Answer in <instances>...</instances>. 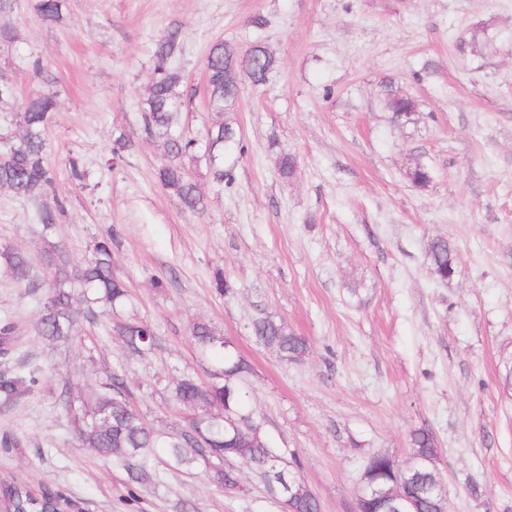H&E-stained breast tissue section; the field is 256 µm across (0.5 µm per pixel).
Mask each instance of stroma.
I'll return each instance as SVG.
<instances>
[{
    "label": "stroma",
    "mask_w": 512,
    "mask_h": 512,
    "mask_svg": "<svg viewBox=\"0 0 512 512\" xmlns=\"http://www.w3.org/2000/svg\"><path fill=\"white\" fill-rule=\"evenodd\" d=\"M35 3L0 13L15 34L0 46V77L16 88L0 104V137L14 133L41 60L57 78L48 160L67 199L54 236L81 263L112 234L122 315L150 322L159 345L129 353L78 310L77 336L48 347L33 331L34 298L0 273V319L17 327L0 374L39 379L0 405V474L23 473L86 512H283L241 461V487L227 491L160 448L157 484H132L120 462L78 447L57 406L61 380L81 391L116 372L146 422L176 433L187 419L174 383L209 379L190 336L205 320L250 364V406L322 512H351L372 454L407 465L421 428L437 442L446 512H512V0H64L52 24ZM175 24L189 89L176 128L197 139L214 118L210 47L260 41L277 59L265 83L241 87L245 150L225 162L229 179L197 167L201 216L158 184L162 151L143 131L154 45ZM390 87L416 101L413 122L383 111ZM122 134L133 147L106 167ZM283 152L298 163L288 180ZM416 159L432 170L422 188L406 178ZM75 162L86 181L72 180ZM35 211L0 188V245L34 260ZM437 237L453 251L445 281L426 257ZM266 315L307 339L302 361L254 336Z\"/></svg>",
    "instance_id": "1"
}]
</instances>
